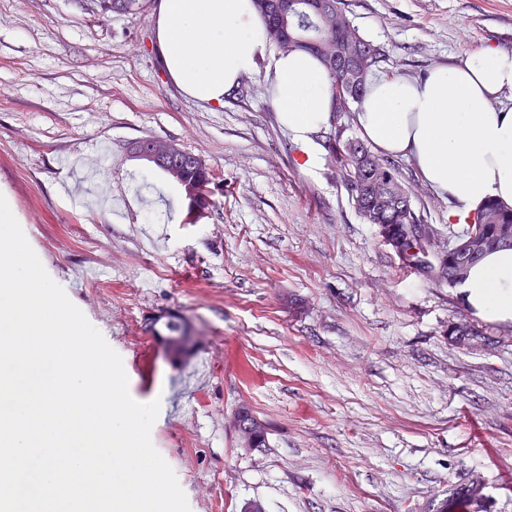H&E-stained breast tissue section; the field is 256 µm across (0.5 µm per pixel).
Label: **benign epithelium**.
<instances>
[{
  "label": "benign epithelium",
  "mask_w": 512,
  "mask_h": 512,
  "mask_svg": "<svg viewBox=\"0 0 512 512\" xmlns=\"http://www.w3.org/2000/svg\"><path fill=\"white\" fill-rule=\"evenodd\" d=\"M342 59L344 61L342 72L347 84L353 87L362 79L361 69L359 65L352 62L351 55L344 53ZM131 151L155 166L165 167L175 180L186 186L188 195L193 198L195 209H200L204 194L198 191L197 186L186 181L184 163L188 160V155L185 151L170 141L154 137H145L132 142ZM381 240L400 258L404 257L402 249L404 242L418 241L434 266L435 277L445 282L449 280L456 286L464 280L467 266L465 259L480 256L481 252L490 245L489 240L479 234L464 235L462 233L448 238L447 243L441 244L437 240L435 231L428 224H408L404 235L398 239L392 233L385 231ZM232 427L242 447L249 450L260 447L255 421L245 408L240 407L235 410L232 415Z\"/></svg>",
  "instance_id": "obj_1"
}]
</instances>
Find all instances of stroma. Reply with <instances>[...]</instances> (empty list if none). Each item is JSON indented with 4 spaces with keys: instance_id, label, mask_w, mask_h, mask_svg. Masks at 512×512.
Returning a JSON list of instances; mask_svg holds the SVG:
<instances>
[{
    "instance_id": "1",
    "label": "stroma",
    "mask_w": 512,
    "mask_h": 512,
    "mask_svg": "<svg viewBox=\"0 0 512 512\" xmlns=\"http://www.w3.org/2000/svg\"><path fill=\"white\" fill-rule=\"evenodd\" d=\"M0 0V195L49 275L121 356L190 512H512V320L402 265L328 158L308 170L264 74L216 105L156 50L153 6ZM384 70L512 49V0H345ZM172 140L215 183L196 223L131 142ZM398 166L440 239L451 207ZM187 321L171 356L152 322ZM477 336L453 335V327ZM241 406L269 428L241 448Z\"/></svg>"
}]
</instances>
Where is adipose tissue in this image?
<instances>
[{
	"label": "adipose tissue",
	"instance_id": "ef3b65f1",
	"mask_svg": "<svg viewBox=\"0 0 512 512\" xmlns=\"http://www.w3.org/2000/svg\"><path fill=\"white\" fill-rule=\"evenodd\" d=\"M157 47L170 79L214 104L244 77L265 73L279 120L307 165L319 160L314 134L331 119V84L311 53H273L252 0H159ZM512 50L487 48L434 68L371 81L356 124L384 158H409L419 178L448 196V219L467 223L490 198L512 205ZM466 301L495 319H512V248L472 266Z\"/></svg>",
	"mask_w": 512,
	"mask_h": 512
}]
</instances>
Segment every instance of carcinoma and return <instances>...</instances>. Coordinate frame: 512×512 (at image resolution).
<instances>
[{
  "instance_id": "1",
  "label": "carcinoma",
  "mask_w": 512,
  "mask_h": 512,
  "mask_svg": "<svg viewBox=\"0 0 512 512\" xmlns=\"http://www.w3.org/2000/svg\"><path fill=\"white\" fill-rule=\"evenodd\" d=\"M256 11L264 20L270 42L280 52L303 50L315 55L332 81V108L330 126L335 128L340 118L338 92L353 93L359 103L367 91L369 78L379 68L385 57L383 48L366 40L353 26L343 0H324L318 6L316 0H253ZM143 0H98L103 14L129 13L142 9ZM350 49L359 56L363 77L360 84L349 90L340 67L336 50ZM329 160L336 165L344 189L357 185L361 194L347 193L349 201L370 224H388L403 228L406 224H421L423 220L412 203L394 200L384 210H378V202L389 193L386 175L401 183L402 174L390 161L376 156L371 149L356 138H340L339 131L323 142ZM472 229L495 240L512 235V207L490 200L472 218ZM169 351L176 352V343L187 334L185 322L169 317L165 327Z\"/></svg>"
}]
</instances>
